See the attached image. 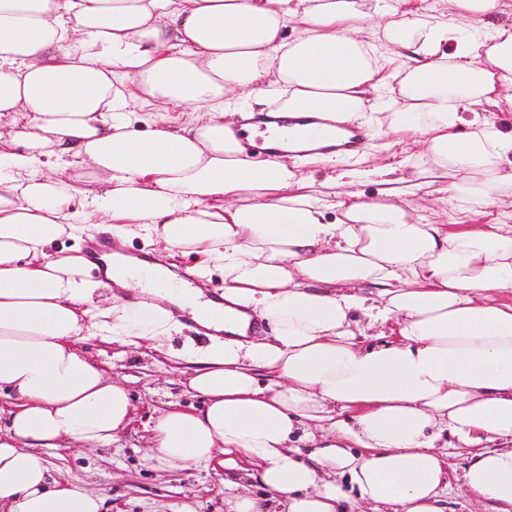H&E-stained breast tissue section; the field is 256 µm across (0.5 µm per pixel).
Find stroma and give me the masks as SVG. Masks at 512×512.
Wrapping results in <instances>:
<instances>
[{
	"instance_id": "1",
	"label": "stroma",
	"mask_w": 512,
	"mask_h": 512,
	"mask_svg": "<svg viewBox=\"0 0 512 512\" xmlns=\"http://www.w3.org/2000/svg\"><path fill=\"white\" fill-rule=\"evenodd\" d=\"M81 353L123 382L132 397L133 420L126 431L105 448L70 446L45 450L53 476L85 483L103 498L105 512H224V483L236 482L237 493L258 494L257 485L222 466L171 469L153 462L151 428L168 403L196 407L200 397L187 391L192 366L146 347H121L97 336H82Z\"/></svg>"
}]
</instances>
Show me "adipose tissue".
<instances>
[{"label":"adipose tissue","mask_w":512,"mask_h":512,"mask_svg":"<svg viewBox=\"0 0 512 512\" xmlns=\"http://www.w3.org/2000/svg\"><path fill=\"white\" fill-rule=\"evenodd\" d=\"M506 103L512 0H0V512H101L43 455L130 423L127 388L73 343L162 348L185 315L209 332L176 351L205 403L163 409L152 447L171 469L252 464L268 498L228 512H442V440L467 452L466 494L512 512ZM169 105L179 126L138 127L133 107ZM273 105L386 126L422 145L414 178L363 154L247 151L235 126ZM437 171L461 177L445 224L410 204ZM90 224L198 254L223 302L119 250L93 278L56 248Z\"/></svg>","instance_id":"ef3b65f1"}]
</instances>
